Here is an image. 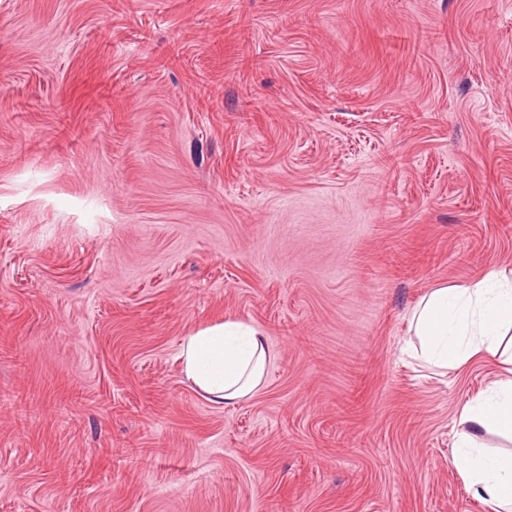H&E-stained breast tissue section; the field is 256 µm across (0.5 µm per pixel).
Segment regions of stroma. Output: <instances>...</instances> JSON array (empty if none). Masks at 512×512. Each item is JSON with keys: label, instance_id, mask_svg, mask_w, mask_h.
Listing matches in <instances>:
<instances>
[{"label": "stroma", "instance_id": "1", "mask_svg": "<svg viewBox=\"0 0 512 512\" xmlns=\"http://www.w3.org/2000/svg\"><path fill=\"white\" fill-rule=\"evenodd\" d=\"M512 268V0H0V512H489L504 373L399 354ZM225 319L272 363L184 382ZM271 359L262 329L238 320L192 330L183 337L178 356L183 380L224 408L261 389ZM457 424L462 433L451 464L467 489L493 512L512 511V453L488 454L478 437L493 431L512 439V376L497 377L460 409Z\"/></svg>", "mask_w": 512, "mask_h": 512}]
</instances>
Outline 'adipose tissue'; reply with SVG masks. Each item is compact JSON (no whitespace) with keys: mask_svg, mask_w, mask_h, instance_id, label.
<instances>
[{"mask_svg":"<svg viewBox=\"0 0 512 512\" xmlns=\"http://www.w3.org/2000/svg\"><path fill=\"white\" fill-rule=\"evenodd\" d=\"M414 335L404 352L448 371L486 355L512 350V271L492 270L465 287L442 286L409 313ZM261 328L225 320L183 337L178 361L184 381L210 403L233 407L256 394L271 363ZM462 429L451 464L467 489L491 512H512V453L488 454L478 437L493 431L512 438V376L489 382L457 419Z\"/></svg>","mask_w":512,"mask_h":512,"instance_id":"ef3b65f1","label":"adipose tissue"}]
</instances>
